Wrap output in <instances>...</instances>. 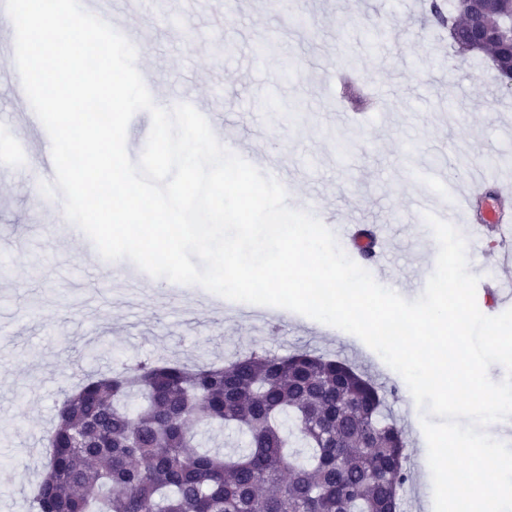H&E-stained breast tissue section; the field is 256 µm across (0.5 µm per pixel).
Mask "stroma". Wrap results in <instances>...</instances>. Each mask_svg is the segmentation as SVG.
I'll use <instances>...</instances> for the list:
<instances>
[{
	"mask_svg": "<svg viewBox=\"0 0 512 512\" xmlns=\"http://www.w3.org/2000/svg\"><path fill=\"white\" fill-rule=\"evenodd\" d=\"M165 5L164 18L154 0L116 8L121 24L151 26L140 63L157 74L154 101L194 95L255 167L288 169L323 223L382 228L389 252L371 271L382 286L416 299L436 262L432 231L411 205L431 185L410 171L465 158L447 170L443 203L480 174L483 208L471 221L500 207L497 185L512 183V91L480 57L450 55L447 32L425 21V0H239L229 18L224 0ZM267 40V61L256 63ZM14 61L15 33L0 21V156L26 147L0 179V512H30L64 391L145 358L195 365L304 348L347 360L387 390L416 459L426 447L420 411L404 379L358 337L295 312L275 326V308L228 309L202 287L178 290L162 278L131 294L122 274L130 260L111 266L63 235L64 214L33 202L34 163L51 141L25 123L32 107L6 74ZM289 63L295 76L281 79ZM349 141L354 152H340ZM467 256L470 273L512 283V260L491 241L468 246Z\"/></svg>",
	"mask_w": 512,
	"mask_h": 512,
	"instance_id": "stroma-1",
	"label": "stroma"
}]
</instances>
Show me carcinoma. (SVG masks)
Wrapping results in <instances>:
<instances>
[{
  "instance_id": "obj_1",
  "label": "carcinoma",
  "mask_w": 512,
  "mask_h": 512,
  "mask_svg": "<svg viewBox=\"0 0 512 512\" xmlns=\"http://www.w3.org/2000/svg\"><path fill=\"white\" fill-rule=\"evenodd\" d=\"M512 0H487L498 25ZM426 21L458 56L512 79V37L482 45L460 0ZM233 426L246 447L200 448V426ZM32 512H400L407 441L386 391L348 363L301 349L220 366L150 359L66 395Z\"/></svg>"
}]
</instances>
